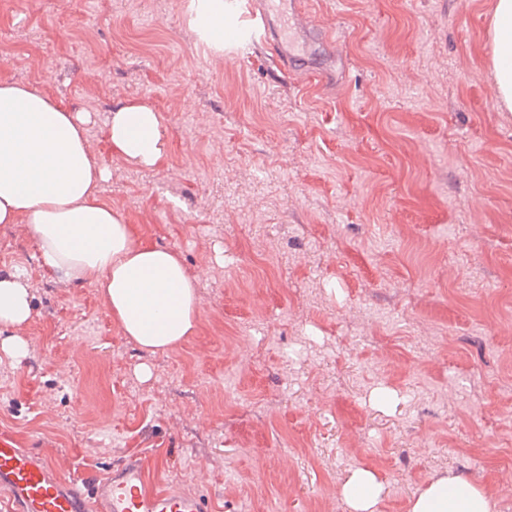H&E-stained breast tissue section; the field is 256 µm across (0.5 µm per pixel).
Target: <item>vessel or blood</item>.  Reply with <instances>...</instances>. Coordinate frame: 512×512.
Segmentation results:
<instances>
[{
	"label": "vessel or blood",
	"mask_w": 512,
	"mask_h": 512,
	"mask_svg": "<svg viewBox=\"0 0 512 512\" xmlns=\"http://www.w3.org/2000/svg\"><path fill=\"white\" fill-rule=\"evenodd\" d=\"M304 0H228L238 23L229 39L270 50L281 69L291 68L294 46L320 36L304 11ZM0 512H210L208 497L172 486H146L142 457L113 463L104 477L59 478L51 458L17 447L0 435Z\"/></svg>",
	"instance_id": "obj_1"
}]
</instances>
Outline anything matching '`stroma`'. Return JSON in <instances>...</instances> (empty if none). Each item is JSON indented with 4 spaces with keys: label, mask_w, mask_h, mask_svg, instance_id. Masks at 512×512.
<instances>
[{
    "label": "stroma",
    "mask_w": 512,
    "mask_h": 512,
    "mask_svg": "<svg viewBox=\"0 0 512 512\" xmlns=\"http://www.w3.org/2000/svg\"><path fill=\"white\" fill-rule=\"evenodd\" d=\"M331 36L299 66L347 67L330 92L263 48L202 40L192 0H0V79L87 115L101 201L198 283V330L140 350L96 289L51 275L26 225L0 224L22 276L25 357L0 352V434L61 477L146 459L148 488L212 512H376L435 477L512 512V108L493 77L496 0H307ZM152 106L146 170L109 117ZM106 134L114 154L144 168L156 167L165 155L166 144L158 113L146 104L127 102L117 108L108 122ZM384 491L377 474L367 468L352 471L342 486V494L353 512H374Z\"/></svg>",
    "instance_id": "stroma-1"
}]
</instances>
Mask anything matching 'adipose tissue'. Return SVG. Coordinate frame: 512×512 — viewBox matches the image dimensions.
Listing matches in <instances>:
<instances>
[{
	"label": "adipose tissue",
	"mask_w": 512,
	"mask_h": 512,
	"mask_svg": "<svg viewBox=\"0 0 512 512\" xmlns=\"http://www.w3.org/2000/svg\"><path fill=\"white\" fill-rule=\"evenodd\" d=\"M493 72L498 95L512 104V0H497L492 18ZM86 118L36 88L0 80V224L25 223L47 269L98 288L123 336L141 349L164 352L195 333V280L174 251L136 241L131 225L100 201L108 169L93 158ZM116 155L151 169L166 144L157 112L139 102L117 108L107 125ZM33 296L17 276L0 275V350L22 356L17 336L32 316ZM384 486L367 468L342 486L350 512H375ZM484 488L440 476L411 500L409 512H493Z\"/></svg>",
	"instance_id": "ef3b65f1"
}]
</instances>
